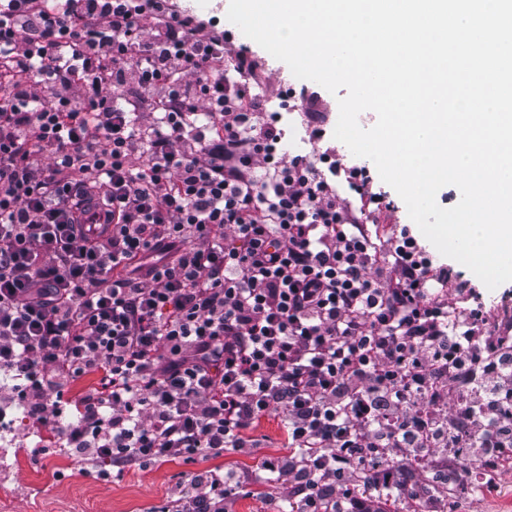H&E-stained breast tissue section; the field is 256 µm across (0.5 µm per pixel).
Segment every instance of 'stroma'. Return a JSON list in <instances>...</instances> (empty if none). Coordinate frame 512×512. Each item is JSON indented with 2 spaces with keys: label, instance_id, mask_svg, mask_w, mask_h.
Here are the masks:
<instances>
[{
  "label": "stroma",
  "instance_id": "35a3bbf8",
  "mask_svg": "<svg viewBox=\"0 0 512 512\" xmlns=\"http://www.w3.org/2000/svg\"><path fill=\"white\" fill-rule=\"evenodd\" d=\"M229 3L180 0L182 8L225 25L232 36L228 50L254 55L261 65L265 94L277 95L279 88L294 83V75L286 63L228 24ZM281 418L277 409L262 421L256 431L257 447L210 453L191 461L169 458L147 468L131 465L108 484L96 477L100 461L76 456L68 448L39 447L31 438L17 442L9 451L17 459L16 466L0 468V512H170L180 494L189 492L192 476L209 470L249 478L248 489L225 500V512H280L281 489L268 482L261 459L288 454Z\"/></svg>",
  "mask_w": 512,
  "mask_h": 512
}]
</instances>
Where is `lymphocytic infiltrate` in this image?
<instances>
[{
    "label": "lymphocytic infiltrate",
    "mask_w": 512,
    "mask_h": 512,
    "mask_svg": "<svg viewBox=\"0 0 512 512\" xmlns=\"http://www.w3.org/2000/svg\"><path fill=\"white\" fill-rule=\"evenodd\" d=\"M0 0V415L111 467L251 447L282 409L291 512L407 494L429 448L512 449V336L448 297L408 227L373 246L367 168L288 158L228 33L177 0ZM230 60L239 81L224 77ZM310 141L318 92L291 86ZM347 182L369 209L338 194ZM98 375L73 405L68 380ZM465 378L445 418L444 383ZM388 448H405L390 462ZM195 475L184 512L244 489Z\"/></svg>",
    "instance_id": "obj_1"
}]
</instances>
